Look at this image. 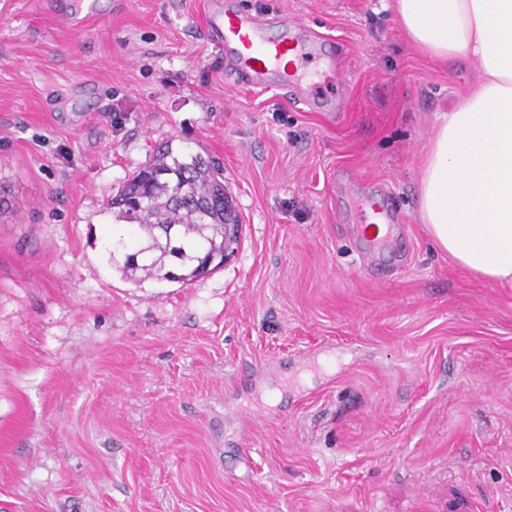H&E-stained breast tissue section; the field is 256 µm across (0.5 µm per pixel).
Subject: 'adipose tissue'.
Wrapping results in <instances>:
<instances>
[{"label": "adipose tissue", "mask_w": 512, "mask_h": 512, "mask_svg": "<svg viewBox=\"0 0 512 512\" xmlns=\"http://www.w3.org/2000/svg\"><path fill=\"white\" fill-rule=\"evenodd\" d=\"M408 40L480 75L438 118L419 214L438 249L484 280L512 283V0H392Z\"/></svg>", "instance_id": "ef3b65f1"}]
</instances>
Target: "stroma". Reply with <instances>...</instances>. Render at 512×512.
I'll return each instance as SVG.
<instances>
[{
    "mask_svg": "<svg viewBox=\"0 0 512 512\" xmlns=\"http://www.w3.org/2000/svg\"><path fill=\"white\" fill-rule=\"evenodd\" d=\"M0 0V512H512V284L419 218L440 66L386 0H232L338 44L334 111L245 87L203 0ZM213 157L238 248L190 284L109 260L157 144ZM395 215L378 262L361 212Z\"/></svg>",
    "mask_w": 512,
    "mask_h": 512,
    "instance_id": "35a3bbf8",
    "label": "stroma"
}]
</instances>
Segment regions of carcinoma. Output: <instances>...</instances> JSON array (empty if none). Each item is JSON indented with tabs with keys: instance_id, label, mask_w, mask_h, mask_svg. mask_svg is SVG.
Instances as JSON below:
<instances>
[{
	"instance_id": "1",
	"label": "carcinoma",
	"mask_w": 512,
	"mask_h": 512,
	"mask_svg": "<svg viewBox=\"0 0 512 512\" xmlns=\"http://www.w3.org/2000/svg\"><path fill=\"white\" fill-rule=\"evenodd\" d=\"M107 208L144 233L139 239L120 235L121 248L110 250L112 266L137 283L162 282L170 269L181 283H191L223 265L226 237L239 229L220 163L190 150L176 154L167 142Z\"/></svg>"
}]
</instances>
